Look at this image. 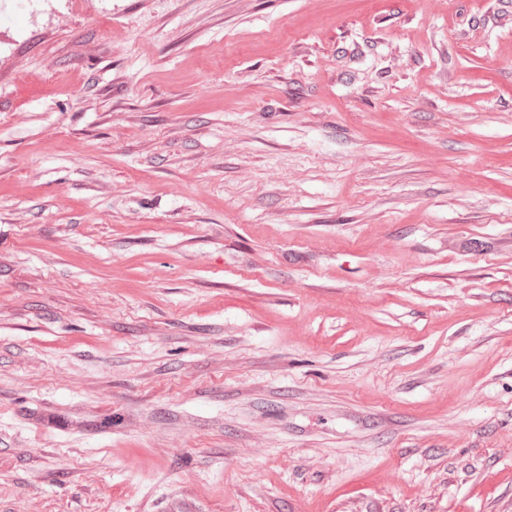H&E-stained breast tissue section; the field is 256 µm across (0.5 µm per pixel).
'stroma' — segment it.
<instances>
[{
  "label": "stroma",
  "mask_w": 512,
  "mask_h": 512,
  "mask_svg": "<svg viewBox=\"0 0 512 512\" xmlns=\"http://www.w3.org/2000/svg\"><path fill=\"white\" fill-rule=\"evenodd\" d=\"M0 512H512V0H0Z\"/></svg>",
  "instance_id": "stroma-1"
}]
</instances>
